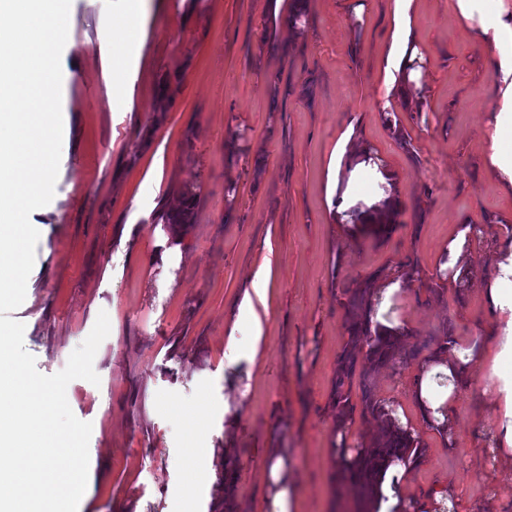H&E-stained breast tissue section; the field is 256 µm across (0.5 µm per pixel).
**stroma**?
<instances>
[{"instance_id": "stroma-1", "label": "stroma", "mask_w": 512, "mask_h": 512, "mask_svg": "<svg viewBox=\"0 0 512 512\" xmlns=\"http://www.w3.org/2000/svg\"><path fill=\"white\" fill-rule=\"evenodd\" d=\"M293 2L145 0L116 101L98 0H71L55 195L30 217L40 238L11 317L52 375L108 314L99 384L66 390L92 425L78 512H205L227 461L235 506L260 512L277 490L264 476L269 450L285 462L295 512H377L355 501L337 465L340 445L369 447L381 431L359 407L360 388L351 416L336 415L349 322L339 296L369 285L374 315L407 347L446 324L457 346L497 345L482 288L492 254L512 240V192L487 161L495 77L485 47L455 0H414L425 91L409 105L379 74L393 0H305L289 31ZM344 134L396 175L404 207L390 234L327 206L328 162ZM189 192V223H161ZM462 224L482 234L443 269ZM164 245L178 249L166 267L152 260ZM411 261L418 279L386 295L387 278ZM258 274L259 337L240 314ZM417 371L373 376L376 398L424 446L396 496L420 503L443 484L453 512H512V462L485 447L496 397L471 379L458 386L445 413L450 448L413 401Z\"/></svg>"}]
</instances>
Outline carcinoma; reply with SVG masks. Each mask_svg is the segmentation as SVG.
I'll list each match as a JSON object with an SVG mask.
<instances>
[{
  "label": "carcinoma",
  "mask_w": 512,
  "mask_h": 512,
  "mask_svg": "<svg viewBox=\"0 0 512 512\" xmlns=\"http://www.w3.org/2000/svg\"><path fill=\"white\" fill-rule=\"evenodd\" d=\"M368 294L369 289L359 288L341 302L350 317L349 341L339 356L333 397L337 417L343 422L354 409L351 389L345 388V384L357 375L361 383L363 411L388 424L383 439L371 448L361 449L351 458L340 455L341 465L355 477V494L361 499H369L375 495L374 477L386 463L394 459H408L418 464L423 457V445L419 435L396 424L393 416L395 410L375 398L373 373L381 366L407 365L416 360L424 350L429 351L432 356L446 352L454 343L451 329L445 326L441 333L427 337L420 345L411 349L403 348L390 329L371 321ZM360 352L365 354V369L358 374L357 354Z\"/></svg>",
  "instance_id": "1"
}]
</instances>
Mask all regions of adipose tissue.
<instances>
[{
	"mask_svg": "<svg viewBox=\"0 0 512 512\" xmlns=\"http://www.w3.org/2000/svg\"><path fill=\"white\" fill-rule=\"evenodd\" d=\"M395 30L383 61L382 79L386 88L397 85L398 73H405L407 84L420 85L421 70L412 66L417 49L410 37L414 0H394ZM456 11L470 28L472 36L485 46L487 65L496 78L497 103L487 126L491 133L489 165L505 189L512 190V151L503 150V140L512 137V0H456ZM494 279L484 290L490 313L498 329L495 351L461 349L433 357L420 368L413 395L421 413L429 419H442L454 404L453 380L474 373L488 379V391L498 400L499 409L494 444L503 455L512 454V244L502 246L493 256ZM447 387H438L441 377Z\"/></svg>",
	"mask_w": 512,
	"mask_h": 512,
	"instance_id": "obj_1",
	"label": "adipose tissue"
}]
</instances>
